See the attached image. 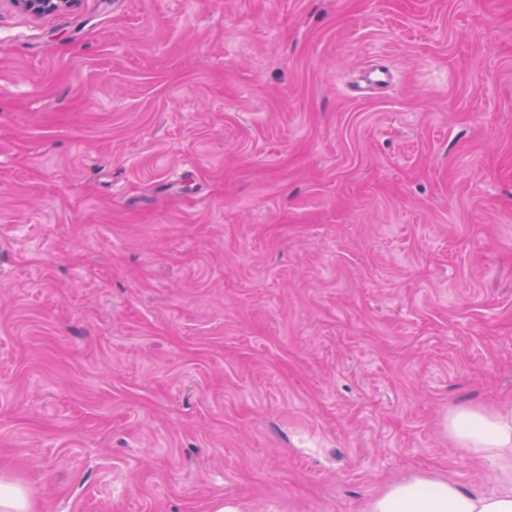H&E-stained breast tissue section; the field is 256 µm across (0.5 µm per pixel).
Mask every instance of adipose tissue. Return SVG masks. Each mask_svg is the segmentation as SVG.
Segmentation results:
<instances>
[{
    "instance_id": "adipose-tissue-1",
    "label": "adipose tissue",
    "mask_w": 512,
    "mask_h": 512,
    "mask_svg": "<svg viewBox=\"0 0 512 512\" xmlns=\"http://www.w3.org/2000/svg\"><path fill=\"white\" fill-rule=\"evenodd\" d=\"M443 427L460 455L492 467L499 489L477 492L440 474L411 473L369 499L364 512H512V408L461 404Z\"/></svg>"
}]
</instances>
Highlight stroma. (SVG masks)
I'll return each mask as SVG.
<instances>
[{"label":"stroma","instance_id":"obj_1","mask_svg":"<svg viewBox=\"0 0 512 512\" xmlns=\"http://www.w3.org/2000/svg\"><path fill=\"white\" fill-rule=\"evenodd\" d=\"M461 402L512 405V0H0V476L32 512L492 489ZM13 6L32 15H44L63 10L71 0H8Z\"/></svg>","mask_w":512,"mask_h":512}]
</instances>
